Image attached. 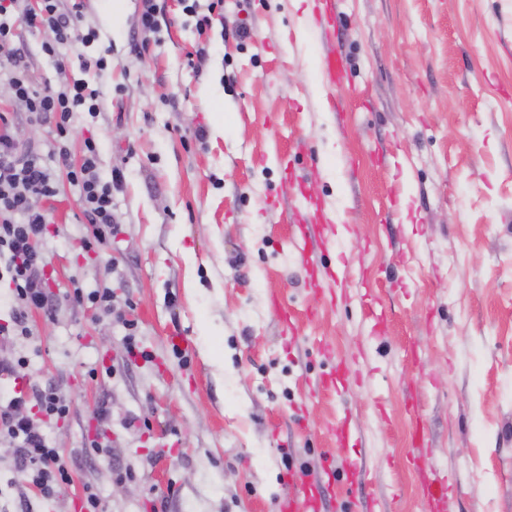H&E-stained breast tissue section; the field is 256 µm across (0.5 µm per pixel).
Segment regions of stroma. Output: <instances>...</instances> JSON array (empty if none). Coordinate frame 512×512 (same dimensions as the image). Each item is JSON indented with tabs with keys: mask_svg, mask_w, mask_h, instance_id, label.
<instances>
[{
	"mask_svg": "<svg viewBox=\"0 0 512 512\" xmlns=\"http://www.w3.org/2000/svg\"><path fill=\"white\" fill-rule=\"evenodd\" d=\"M82 2L98 38L60 47L67 71L21 22L0 59L98 91L71 160L91 137L123 172L121 230L84 248L53 121L0 82L58 187L37 243L53 310L0 356L67 404L39 426L71 473L43 496L0 444V512L90 493L98 512H281L304 476L327 512H512V0H341L326 36L317 0H153L152 31L143 0ZM304 222L316 261L348 267L333 290L292 249ZM103 288L111 313L73 300Z\"/></svg>",
	"mask_w": 512,
	"mask_h": 512,
	"instance_id": "obj_1",
	"label": "stroma"
}]
</instances>
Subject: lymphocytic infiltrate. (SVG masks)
I'll return each mask as SVG.
<instances>
[{"instance_id": "obj_1", "label": "lymphocytic infiltrate", "mask_w": 512, "mask_h": 512, "mask_svg": "<svg viewBox=\"0 0 512 512\" xmlns=\"http://www.w3.org/2000/svg\"><path fill=\"white\" fill-rule=\"evenodd\" d=\"M32 29L50 30L54 39L42 43L41 50L64 67L57 45L94 41V31H83L80 10L60 11L59 0H39L37 8H29L25 0H0V43L11 40L16 21ZM6 74L14 101L35 117L55 122L58 143L54 156L58 165L66 167L68 177L80 189V205L84 215L95 226L97 244L106 243L119 231L112 211V193L121 187L124 175L112 170L102 178L98 167V145L86 139L80 164H72L66 139L71 121L78 112L96 113L98 93L87 83L74 81L60 89L38 87L19 59L0 63ZM57 194L55 175L33 152L19 155L9 120L0 121V278H7L16 303L12 327L0 326V335L9 331L27 334V313L32 309L51 311L52 301L46 288L43 253L36 243L47 228L45 213L32 204L33 198L50 199ZM27 394L17 392L0 405V439L11 443L16 452V466L25 473L40 493L50 496L70 482V473L59 449L49 447L44 434L36 428L23 410L29 404Z\"/></svg>"}]
</instances>
